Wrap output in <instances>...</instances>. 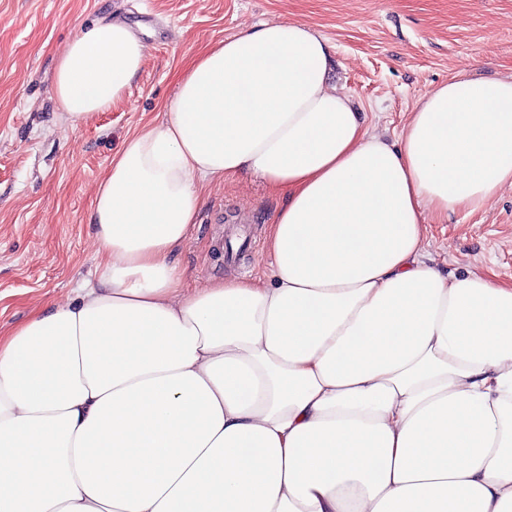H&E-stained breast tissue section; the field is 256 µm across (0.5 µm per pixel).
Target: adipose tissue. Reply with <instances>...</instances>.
<instances>
[{"label":"adipose tissue","instance_id":"obj_1","mask_svg":"<svg viewBox=\"0 0 512 512\" xmlns=\"http://www.w3.org/2000/svg\"><path fill=\"white\" fill-rule=\"evenodd\" d=\"M146 48L79 31L54 94L80 123ZM279 22L209 44L91 202L93 281L0 329V512H512V281L452 273L426 218L512 189V75L456 77L397 140ZM286 203L270 272L201 288L176 256L201 192Z\"/></svg>","mask_w":512,"mask_h":512}]
</instances>
